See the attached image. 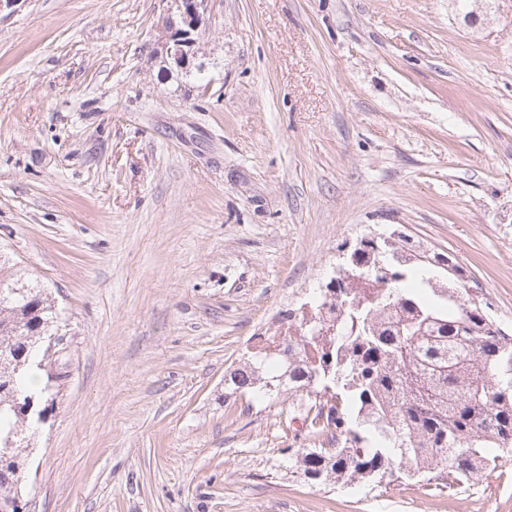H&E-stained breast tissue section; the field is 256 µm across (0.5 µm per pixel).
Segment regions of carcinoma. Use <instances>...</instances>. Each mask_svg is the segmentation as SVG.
Listing matches in <instances>:
<instances>
[{"label":"carcinoma","instance_id":"cac0c4a2","mask_svg":"<svg viewBox=\"0 0 512 512\" xmlns=\"http://www.w3.org/2000/svg\"><path fill=\"white\" fill-rule=\"evenodd\" d=\"M491 0H452L468 20ZM386 288L326 286L311 301L324 332L288 321L278 354L253 352L230 375L234 390L263 399L286 387L306 393L288 414L316 448L288 456V472L312 484L403 480L454 490L494 471L512 453V336L473 302L470 289L406 264ZM0 258V439L23 433L14 400L33 395L21 351L56 330L58 312Z\"/></svg>","mask_w":512,"mask_h":512}]
</instances>
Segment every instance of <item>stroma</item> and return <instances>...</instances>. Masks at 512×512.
Wrapping results in <instances>:
<instances>
[{
    "instance_id": "obj_1",
    "label": "stroma",
    "mask_w": 512,
    "mask_h": 512,
    "mask_svg": "<svg viewBox=\"0 0 512 512\" xmlns=\"http://www.w3.org/2000/svg\"><path fill=\"white\" fill-rule=\"evenodd\" d=\"M172 0L0 14V249L51 291L66 378L29 512H512V456L454 492L322 486L298 392L229 377L357 239L453 258L512 335V0H217L196 63ZM214 2L216 0H174V8L160 28L162 67L177 72L188 68L195 55L198 30Z\"/></svg>"
}]
</instances>
